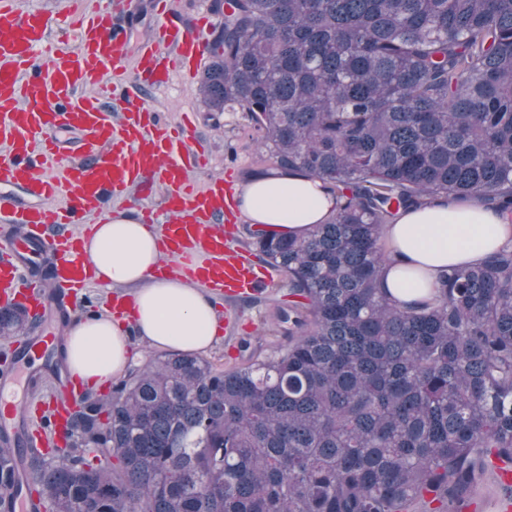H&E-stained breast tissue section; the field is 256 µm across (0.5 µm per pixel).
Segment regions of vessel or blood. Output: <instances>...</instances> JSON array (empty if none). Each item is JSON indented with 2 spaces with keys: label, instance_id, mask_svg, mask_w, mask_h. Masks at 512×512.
Masks as SVG:
<instances>
[{
  "label": "vessel or blood",
  "instance_id": "vessel-or-blood-1",
  "mask_svg": "<svg viewBox=\"0 0 512 512\" xmlns=\"http://www.w3.org/2000/svg\"><path fill=\"white\" fill-rule=\"evenodd\" d=\"M168 0H154L164 18L138 42L132 80L115 83L128 30L117 18L124 0L108 9L70 8L51 23L17 0H0V306L23 307L41 320L40 332L16 340L11 364L0 370V445L28 456L33 448H61L85 388L71 372L59 376L49 410L30 415L29 394L46 364L63 361L65 342L44 323L47 311L71 318L92 279L84 241L105 223L106 197L161 194L165 273L187 277L230 302L257 293L271 280L267 267L232 243L225 225L237 223L236 188L219 177L197 184L203 162L195 129L171 127L144 99L174 76L194 77L208 53V18L193 28L167 21ZM26 203H19L18 195ZM12 512H44L37 492L15 496Z\"/></svg>",
  "mask_w": 512,
  "mask_h": 512
}]
</instances>
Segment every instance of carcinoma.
Returning a JSON list of instances; mask_svg holds the SVG:
<instances>
[{
	"label": "carcinoma",
	"instance_id": "carcinoma-1",
	"mask_svg": "<svg viewBox=\"0 0 512 512\" xmlns=\"http://www.w3.org/2000/svg\"><path fill=\"white\" fill-rule=\"evenodd\" d=\"M213 7L207 111L238 106L278 168L336 198L303 238L256 234L288 273L296 336L232 371L192 354L131 370L110 401H82L77 441L33 460L35 489L46 512H449L512 464V248L399 307L379 239L439 198L512 216V0ZM27 325L0 308L1 338Z\"/></svg>",
	"mask_w": 512,
	"mask_h": 512
}]
</instances>
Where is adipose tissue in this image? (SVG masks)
Listing matches in <instances>:
<instances>
[{
  "mask_svg": "<svg viewBox=\"0 0 512 512\" xmlns=\"http://www.w3.org/2000/svg\"><path fill=\"white\" fill-rule=\"evenodd\" d=\"M239 199L251 223L292 236L326 222L335 209L321 180L282 169L250 176ZM386 236L390 260L383 286L404 305L431 298L444 268L473 265L512 247V222L480 207L440 202L399 213ZM86 250L98 287L132 296L140 336L182 353L210 347L219 317L198 283L158 276L163 254L155 229L116 216L96 225ZM128 348V333L112 316L81 320L70 331L67 362L84 383L99 385L123 371Z\"/></svg>",
  "mask_w": 512,
  "mask_h": 512,
  "instance_id": "adipose-tissue-1",
  "label": "adipose tissue"
}]
</instances>
